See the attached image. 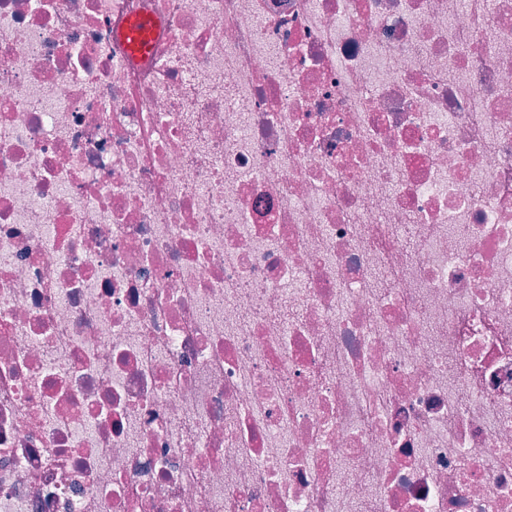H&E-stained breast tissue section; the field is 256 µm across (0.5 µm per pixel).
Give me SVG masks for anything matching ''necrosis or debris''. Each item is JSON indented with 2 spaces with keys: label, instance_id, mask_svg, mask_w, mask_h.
<instances>
[{
  "label": "necrosis or debris",
  "instance_id": "obj_1",
  "mask_svg": "<svg viewBox=\"0 0 512 512\" xmlns=\"http://www.w3.org/2000/svg\"><path fill=\"white\" fill-rule=\"evenodd\" d=\"M0 512H512V0H0ZM154 21L146 17H133L121 37L126 42L129 52L135 57L149 53Z\"/></svg>",
  "mask_w": 512,
  "mask_h": 512
}]
</instances>
